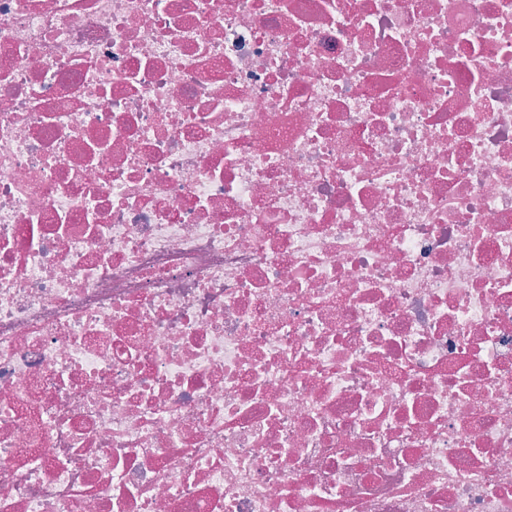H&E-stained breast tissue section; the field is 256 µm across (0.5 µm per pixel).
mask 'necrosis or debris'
<instances>
[{"label": "necrosis or debris", "mask_w": 512, "mask_h": 512, "mask_svg": "<svg viewBox=\"0 0 512 512\" xmlns=\"http://www.w3.org/2000/svg\"><path fill=\"white\" fill-rule=\"evenodd\" d=\"M0 512H512V0H0Z\"/></svg>", "instance_id": "necrosis-or-debris-1"}]
</instances>
